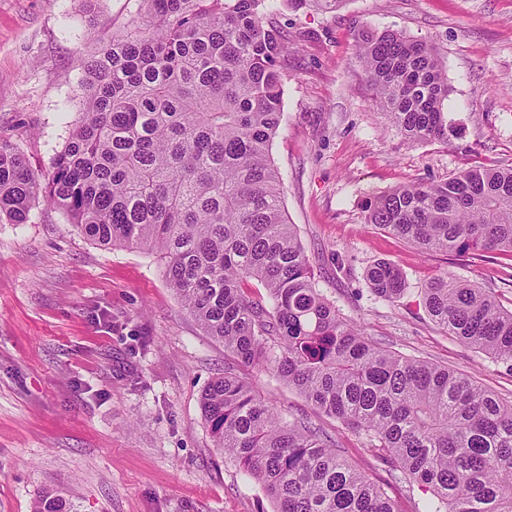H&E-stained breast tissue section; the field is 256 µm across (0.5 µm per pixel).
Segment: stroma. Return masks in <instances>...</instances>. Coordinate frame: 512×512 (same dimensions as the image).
<instances>
[{"mask_svg": "<svg viewBox=\"0 0 512 512\" xmlns=\"http://www.w3.org/2000/svg\"><path fill=\"white\" fill-rule=\"evenodd\" d=\"M140 0H0V141L39 181L82 117L79 58L122 33ZM272 22L292 52L271 157L290 223L319 287L340 313L401 355L468 374L512 400V371L443 333L418 294L448 271L512 308V256L424 253L366 224L383 191L512 165V0H343L321 12L277 0ZM432 43L447 72L448 139L411 142L372 96L359 31ZM407 292L376 297V262ZM228 362L169 287L156 254L105 248L67 214L33 203L26 223L0 219V512H32L62 485L78 512H274L261 484L216 450L200 396ZM283 415L322 427L397 512H422L418 483L392 479L377 449L318 413L272 371L240 367ZM366 279L372 293L386 301H397L406 290L401 272L389 262L380 261L370 266Z\"/></svg>", "mask_w": 512, "mask_h": 512, "instance_id": "obj_1", "label": "stroma"}]
</instances>
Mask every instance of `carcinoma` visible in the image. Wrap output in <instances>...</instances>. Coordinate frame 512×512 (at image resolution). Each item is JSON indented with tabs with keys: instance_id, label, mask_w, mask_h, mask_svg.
Wrapping results in <instances>:
<instances>
[{
	"instance_id": "cac0c4a2",
	"label": "carcinoma",
	"mask_w": 512,
	"mask_h": 512,
	"mask_svg": "<svg viewBox=\"0 0 512 512\" xmlns=\"http://www.w3.org/2000/svg\"><path fill=\"white\" fill-rule=\"evenodd\" d=\"M275 0H141L127 30L87 60L82 120L46 185L0 142V215L28 218L37 196L87 238L164 260L170 287L235 362L273 370L326 416L424 486V512H512V401L469 376L380 347L321 292L270 149L283 116L288 42ZM358 57L375 101L406 139L448 141V77L434 47L363 32ZM366 223L421 252L512 256V166L398 187ZM397 301L401 272L367 270ZM255 280L265 293L243 286ZM430 319L512 368V309L448 272L420 292ZM214 447L263 486L275 512H396L306 418H285L234 367L200 397ZM33 512H76L62 488Z\"/></svg>"
}]
</instances>
